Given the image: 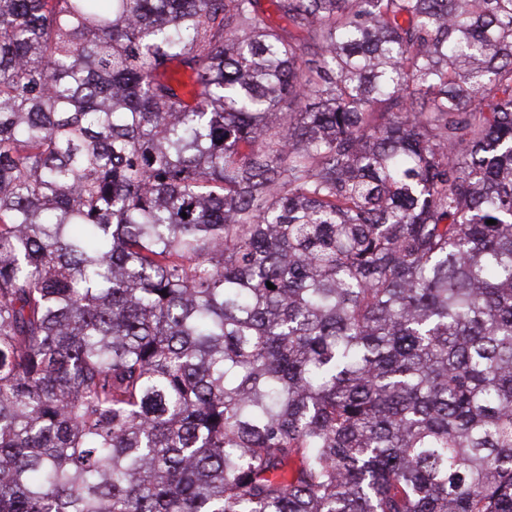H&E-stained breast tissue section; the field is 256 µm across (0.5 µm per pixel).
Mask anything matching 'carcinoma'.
Listing matches in <instances>:
<instances>
[{"label": "carcinoma", "mask_w": 512, "mask_h": 512, "mask_svg": "<svg viewBox=\"0 0 512 512\" xmlns=\"http://www.w3.org/2000/svg\"><path fill=\"white\" fill-rule=\"evenodd\" d=\"M270 5L0 0V512H512V0Z\"/></svg>", "instance_id": "carcinoma-1"}]
</instances>
